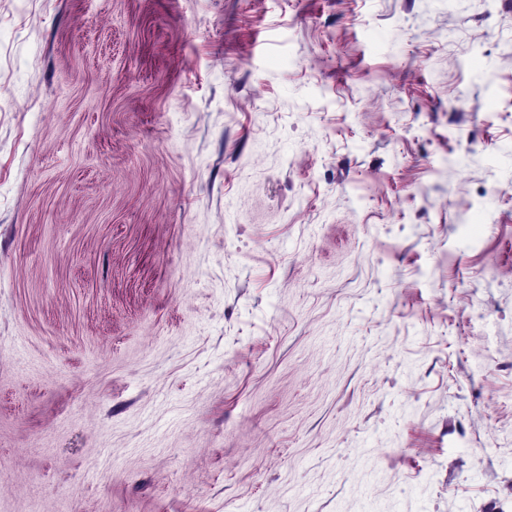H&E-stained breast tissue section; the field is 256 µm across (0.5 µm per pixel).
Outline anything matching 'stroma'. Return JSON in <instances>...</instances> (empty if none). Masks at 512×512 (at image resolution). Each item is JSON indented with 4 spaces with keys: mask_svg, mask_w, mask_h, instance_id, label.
Wrapping results in <instances>:
<instances>
[{
    "mask_svg": "<svg viewBox=\"0 0 512 512\" xmlns=\"http://www.w3.org/2000/svg\"><path fill=\"white\" fill-rule=\"evenodd\" d=\"M0 512H512V0H0Z\"/></svg>",
    "mask_w": 512,
    "mask_h": 512,
    "instance_id": "stroma-1",
    "label": "stroma"
}]
</instances>
